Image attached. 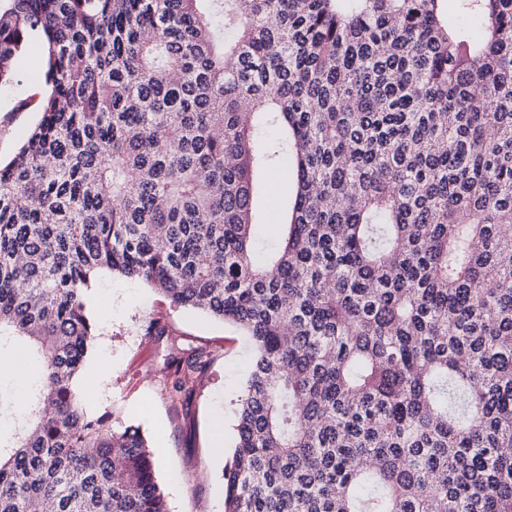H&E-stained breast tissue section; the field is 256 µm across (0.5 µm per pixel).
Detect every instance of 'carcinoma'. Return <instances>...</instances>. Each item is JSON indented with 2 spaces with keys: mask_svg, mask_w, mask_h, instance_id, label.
I'll return each instance as SVG.
<instances>
[{
  "mask_svg": "<svg viewBox=\"0 0 512 512\" xmlns=\"http://www.w3.org/2000/svg\"><path fill=\"white\" fill-rule=\"evenodd\" d=\"M34 36L0 345L40 372L0 399V512H168L140 427L75 393L103 270L250 337L224 512H512V0H0V86Z\"/></svg>",
  "mask_w": 512,
  "mask_h": 512,
  "instance_id": "1",
  "label": "carcinoma"
}]
</instances>
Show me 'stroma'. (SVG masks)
<instances>
[{"instance_id":"1","label":"stroma","mask_w":512,"mask_h":512,"mask_svg":"<svg viewBox=\"0 0 512 512\" xmlns=\"http://www.w3.org/2000/svg\"><path fill=\"white\" fill-rule=\"evenodd\" d=\"M43 71L22 55L16 77L0 87V160L9 161L40 118L36 108L16 111L23 99H39ZM87 309L103 326L75 390L92 416L111 413L114 425L140 426L156 464L169 512H224L222 473L232 448L235 408L248 375L252 347L238 329L208 314L172 304L145 282L99 272L85 295ZM208 353L190 393L172 389L168 357L190 348ZM109 379L99 392L96 375Z\"/></svg>"}]
</instances>
